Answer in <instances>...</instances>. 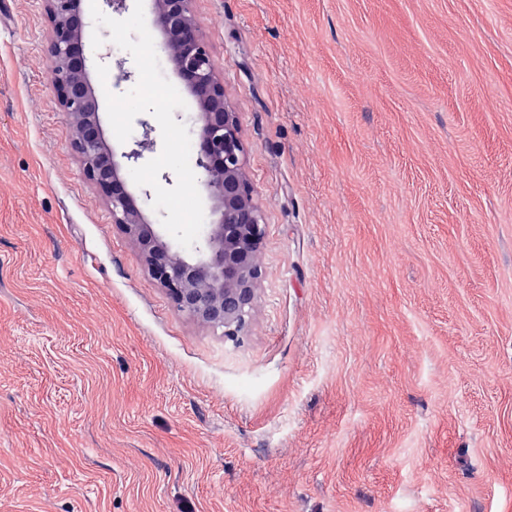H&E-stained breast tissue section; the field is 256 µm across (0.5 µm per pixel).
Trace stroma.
<instances>
[{"instance_id": "35a3bbf8", "label": "stroma", "mask_w": 512, "mask_h": 512, "mask_svg": "<svg viewBox=\"0 0 512 512\" xmlns=\"http://www.w3.org/2000/svg\"><path fill=\"white\" fill-rule=\"evenodd\" d=\"M265 217L239 340L85 178L0 0V512H512V0H194Z\"/></svg>"}]
</instances>
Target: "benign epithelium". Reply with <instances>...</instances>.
<instances>
[{"label":"benign epithelium","mask_w":512,"mask_h":512,"mask_svg":"<svg viewBox=\"0 0 512 512\" xmlns=\"http://www.w3.org/2000/svg\"><path fill=\"white\" fill-rule=\"evenodd\" d=\"M44 2L52 24L47 44L51 80L86 179L107 202L112 223L137 243L148 272L178 309L222 331L224 337L238 339L255 306L265 221L245 170L237 113L216 75L194 17L193 0H152L153 22L162 34L163 48L197 108L196 166L199 183L212 202L206 236L190 252L173 249L159 225L149 221L146 203L151 188L136 186L125 177L154 151L153 125L140 121V138L120 150L104 138L87 62L106 65L116 86L132 80L133 69L127 60L87 43L90 12L79 8V0Z\"/></svg>","instance_id":"1"}]
</instances>
